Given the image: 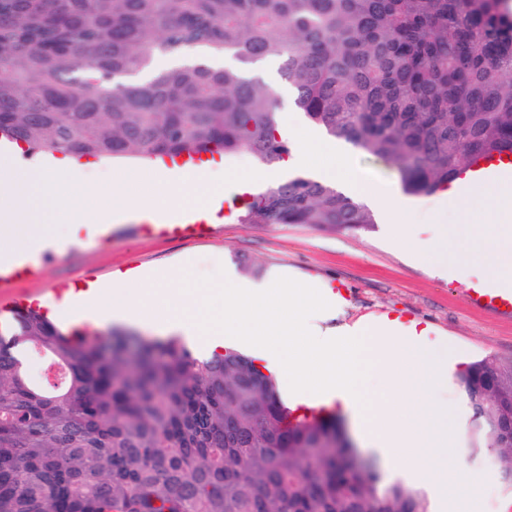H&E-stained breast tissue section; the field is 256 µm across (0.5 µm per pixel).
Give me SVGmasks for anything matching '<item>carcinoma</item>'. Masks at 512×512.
<instances>
[{"label":"carcinoma","instance_id":"carcinoma-1","mask_svg":"<svg viewBox=\"0 0 512 512\" xmlns=\"http://www.w3.org/2000/svg\"><path fill=\"white\" fill-rule=\"evenodd\" d=\"M204 48L230 63L158 69ZM277 64L298 111L394 173L448 188L512 156L509 0H0V139L78 158L151 162L247 153L280 167ZM241 224L368 232L378 215L306 174L259 186ZM64 332L34 309L0 326V512H431L425 491L356 462L332 413L282 402L256 361L209 358L178 336ZM62 374L35 383L13 352ZM464 452L512 483V359L468 364Z\"/></svg>","mask_w":512,"mask_h":512}]
</instances>
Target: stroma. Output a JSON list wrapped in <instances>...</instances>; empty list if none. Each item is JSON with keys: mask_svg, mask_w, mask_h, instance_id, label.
<instances>
[{"mask_svg": "<svg viewBox=\"0 0 512 512\" xmlns=\"http://www.w3.org/2000/svg\"><path fill=\"white\" fill-rule=\"evenodd\" d=\"M232 199L231 191H224L219 200L224 216L216 227L195 228L180 237L142 232V217L113 223L102 234L93 225H81L58 257L0 288V311L30 303L55 313L71 300L72 288L119 282L154 267L174 269L189 255L198 279L221 268L226 275L247 280L243 265L248 262L261 266L266 276L276 272L319 286L344 284L348 297L331 320L335 326L377 322L394 312L411 314L424 326L423 339L447 346L454 357L448 386L438 392L451 406L461 395L455 377L467 363L489 357L512 359V316L490 314L465 294L466 288L487 279L483 267H475L466 282L437 274L393 245L381 223L361 234L306 224H242ZM448 460L465 462L480 476L478 512H512V485L490 456L464 459L455 444Z\"/></svg>", "mask_w": 512, "mask_h": 512, "instance_id": "1", "label": "stroma"}]
</instances>
